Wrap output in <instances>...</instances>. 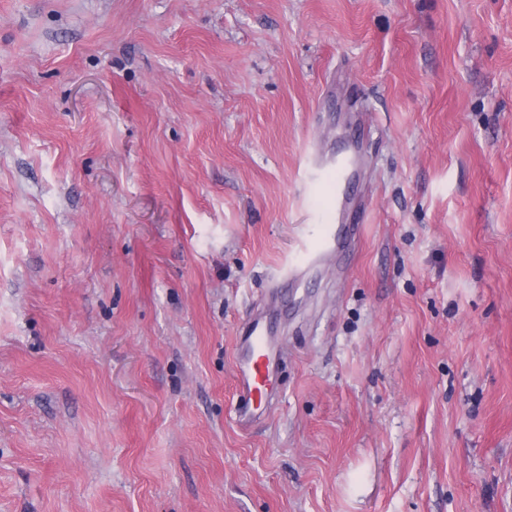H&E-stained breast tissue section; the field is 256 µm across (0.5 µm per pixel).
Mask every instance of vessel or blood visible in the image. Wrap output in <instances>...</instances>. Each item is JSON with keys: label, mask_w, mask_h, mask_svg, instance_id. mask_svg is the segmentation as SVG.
Here are the masks:
<instances>
[{"label": "vessel or blood", "mask_w": 512, "mask_h": 512, "mask_svg": "<svg viewBox=\"0 0 512 512\" xmlns=\"http://www.w3.org/2000/svg\"><path fill=\"white\" fill-rule=\"evenodd\" d=\"M356 163L352 154L342 152L332 157L316 156L312 161L308 186L312 194L325 196V208L313 211L310 230L305 245L304 269L320 266L324 259L343 245L341 227L333 213L344 197L345 184ZM282 349L277 345L264 324L263 317L249 319L239 338L236 360L237 390L245 402L238 408V421L248 425L251 415L248 402L262 401L267 397L266 385L276 360L281 359Z\"/></svg>", "instance_id": "1"}]
</instances>
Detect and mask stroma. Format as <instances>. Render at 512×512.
I'll return each mask as SVG.
<instances>
[{
	"label": "stroma",
	"mask_w": 512,
	"mask_h": 512,
	"mask_svg": "<svg viewBox=\"0 0 512 512\" xmlns=\"http://www.w3.org/2000/svg\"><path fill=\"white\" fill-rule=\"evenodd\" d=\"M0 512H512V0H0ZM356 163L352 154L342 152L332 157L318 155L312 161L308 177L309 190L314 195H324L327 206L313 211L308 219L310 230L305 245L306 256L303 265L292 272L308 270L320 266L324 259L343 246L341 227L333 212L344 198L345 184ZM282 349L264 324L263 316L251 317L239 336L236 360L237 390L244 397L238 408V421L247 426L252 421L248 405L267 399L266 385L276 360L282 359Z\"/></svg>",
	"instance_id": "obj_1"
}]
</instances>
